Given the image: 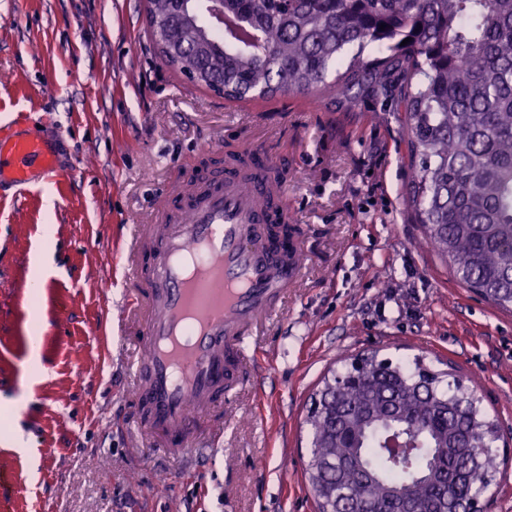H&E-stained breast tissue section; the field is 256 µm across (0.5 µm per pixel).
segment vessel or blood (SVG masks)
I'll return each mask as SVG.
<instances>
[{
	"instance_id": "obj_1",
	"label": "vessel or blood",
	"mask_w": 512,
	"mask_h": 512,
	"mask_svg": "<svg viewBox=\"0 0 512 512\" xmlns=\"http://www.w3.org/2000/svg\"><path fill=\"white\" fill-rule=\"evenodd\" d=\"M224 161L223 175L192 199L158 207L127 255L133 285L124 308L141 427L173 459L200 455L201 433L240 383L249 344L294 287L307 254L298 240L268 236L287 223L288 187L267 178L275 160ZM66 173L44 139L0 133V185L58 182Z\"/></svg>"
}]
</instances>
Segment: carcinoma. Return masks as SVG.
Returning <instances> with one entry per match:
<instances>
[{"label":"carcinoma","instance_id":"cac0c4a2","mask_svg":"<svg viewBox=\"0 0 512 512\" xmlns=\"http://www.w3.org/2000/svg\"><path fill=\"white\" fill-rule=\"evenodd\" d=\"M146 0L160 59L231 102L330 91L390 96L405 112L410 204L460 283L512 309V0ZM408 44H402L404 39ZM357 48L345 60L351 48ZM371 47L376 55L365 59ZM373 352L323 381L308 412L321 512H421L443 481L463 510L489 483L503 431L458 379Z\"/></svg>","mask_w":512,"mask_h":512}]
</instances>
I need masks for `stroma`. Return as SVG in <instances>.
<instances>
[{
  "mask_svg": "<svg viewBox=\"0 0 512 512\" xmlns=\"http://www.w3.org/2000/svg\"><path fill=\"white\" fill-rule=\"evenodd\" d=\"M145 6L0 0V126L56 135L72 167L60 182L0 198L10 512H317L310 397L344 359L373 351L454 369L512 432V311L421 247L394 101L226 103L161 62ZM245 143L277 157L307 264L259 338L254 382L221 410L219 441L180 466L142 439L129 409L125 251L164 187L188 186Z\"/></svg>",
  "mask_w": 512,
  "mask_h": 512,
  "instance_id": "1",
  "label": "stroma"
}]
</instances>
